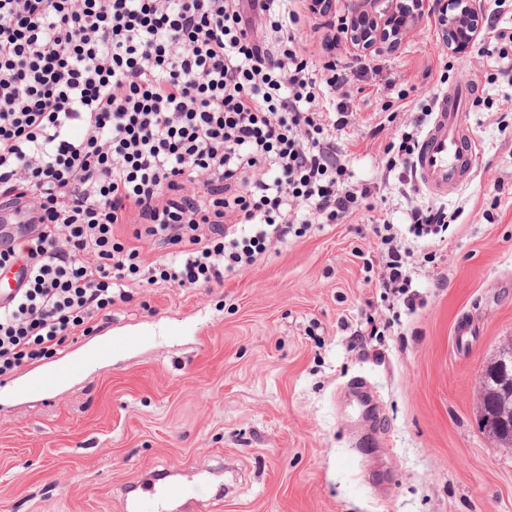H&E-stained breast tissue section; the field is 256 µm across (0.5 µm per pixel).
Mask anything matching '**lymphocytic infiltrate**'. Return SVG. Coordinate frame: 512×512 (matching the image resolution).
<instances>
[{
    "label": "lymphocytic infiltrate",
    "instance_id": "1",
    "mask_svg": "<svg viewBox=\"0 0 512 512\" xmlns=\"http://www.w3.org/2000/svg\"><path fill=\"white\" fill-rule=\"evenodd\" d=\"M301 27L288 0H0V207L32 216L0 376L126 299L139 254L116 225L165 247L149 283L207 288L303 211L333 224L367 205L336 143L352 81L310 60ZM374 232L380 287L405 291L410 250Z\"/></svg>",
    "mask_w": 512,
    "mask_h": 512
}]
</instances>
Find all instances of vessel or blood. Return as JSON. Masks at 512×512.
I'll return each instance as SVG.
<instances>
[{"mask_svg":"<svg viewBox=\"0 0 512 512\" xmlns=\"http://www.w3.org/2000/svg\"><path fill=\"white\" fill-rule=\"evenodd\" d=\"M472 96V89L462 87L445 91L436 99L433 121L414 159L416 183L432 196L452 195L471 176L475 149L466 110ZM24 268L20 260L11 269L0 270V306L18 292ZM146 489L147 496L136 498L134 512H153L152 505L158 501L179 503L182 512H202L204 507L202 500L175 480L150 482Z\"/></svg>","mask_w":512,"mask_h":512,"instance_id":"obj_1","label":"vessel or blood"}]
</instances>
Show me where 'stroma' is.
<instances>
[{
    "label": "stroma",
    "mask_w": 512,
    "mask_h": 512,
    "mask_svg": "<svg viewBox=\"0 0 512 512\" xmlns=\"http://www.w3.org/2000/svg\"><path fill=\"white\" fill-rule=\"evenodd\" d=\"M309 2L294 7L314 61L356 65L345 37L323 46ZM367 60L381 74L358 81L337 141L372 210L208 288L140 282L92 334L0 377V512H122L118 488L164 469L204 512H512V447L478 423L483 371L512 341V83L449 54L432 17ZM467 84L470 181L443 199L401 184L386 146ZM437 204L462 215L428 249L408 212ZM383 222L414 252L409 307L375 286ZM111 336L137 343L52 393L20 390Z\"/></svg>",
    "instance_id": "1"
}]
</instances>
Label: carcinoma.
Segmentation results:
<instances>
[{
  "instance_id": "cac0c4a2",
  "label": "carcinoma",
  "mask_w": 512,
  "mask_h": 512,
  "mask_svg": "<svg viewBox=\"0 0 512 512\" xmlns=\"http://www.w3.org/2000/svg\"><path fill=\"white\" fill-rule=\"evenodd\" d=\"M481 388L480 429L512 445V343L486 368Z\"/></svg>"
}]
</instances>
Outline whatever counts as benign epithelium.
<instances>
[{
    "label": "benign epithelium",
    "mask_w": 512,
    "mask_h": 512,
    "mask_svg": "<svg viewBox=\"0 0 512 512\" xmlns=\"http://www.w3.org/2000/svg\"><path fill=\"white\" fill-rule=\"evenodd\" d=\"M427 14L437 16L440 41L450 53L470 50L481 36L482 0H348L343 25L350 44L369 54L395 47Z\"/></svg>",
    "instance_id": "benign-epithelium-1"
}]
</instances>
